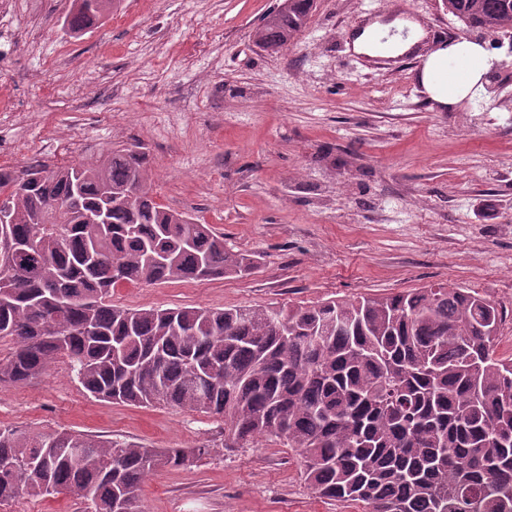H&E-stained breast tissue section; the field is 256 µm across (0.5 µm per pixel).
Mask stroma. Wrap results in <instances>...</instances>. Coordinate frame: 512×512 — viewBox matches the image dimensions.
I'll use <instances>...</instances> for the list:
<instances>
[{"instance_id": "obj_1", "label": "stroma", "mask_w": 512, "mask_h": 512, "mask_svg": "<svg viewBox=\"0 0 512 512\" xmlns=\"http://www.w3.org/2000/svg\"><path fill=\"white\" fill-rule=\"evenodd\" d=\"M278 0H117L74 38L69 0L0 7V167L58 146L79 164L141 143L151 193L256 256L244 277L122 283L128 309L310 305L445 283L503 311L498 353L512 357V36L483 102L445 112L415 81L420 58L459 29L439 0H318L298 38L270 54L251 42ZM426 34L378 62L353 51L375 23ZM0 429H62L149 448L210 445L209 456L147 480L143 512H367L309 488L300 457L273 440L232 451L223 421L86 393L67 363L0 385ZM63 491L0 512H85Z\"/></svg>"}]
</instances>
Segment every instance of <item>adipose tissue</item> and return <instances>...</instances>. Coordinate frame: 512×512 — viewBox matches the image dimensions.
<instances>
[{
  "label": "adipose tissue",
  "instance_id": "obj_1",
  "mask_svg": "<svg viewBox=\"0 0 512 512\" xmlns=\"http://www.w3.org/2000/svg\"><path fill=\"white\" fill-rule=\"evenodd\" d=\"M422 35L421 27L415 23L407 29L397 21L374 23L354 39L353 48L375 56L384 45L390 54L399 55L411 50ZM495 64V56L484 46L460 41L426 55L417 77L430 100L452 109L484 93L485 76Z\"/></svg>",
  "mask_w": 512,
  "mask_h": 512
}]
</instances>
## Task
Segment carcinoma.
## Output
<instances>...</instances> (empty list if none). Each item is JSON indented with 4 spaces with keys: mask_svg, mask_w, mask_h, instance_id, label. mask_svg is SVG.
<instances>
[{
    "mask_svg": "<svg viewBox=\"0 0 512 512\" xmlns=\"http://www.w3.org/2000/svg\"><path fill=\"white\" fill-rule=\"evenodd\" d=\"M466 29L512 30V0H445ZM313 0H279L253 31L290 43ZM112 0H71L81 37ZM140 145L78 165L0 169V209L26 247L0 277V384L68 359L90 395L224 420V447L276 438L301 456L319 496L370 512H512V358L496 355L502 313L464 288L288 307L131 310L119 283L249 273L250 254L157 203ZM138 188L132 199L124 196ZM210 452L145 448L68 430L0 429V504L73 491L91 512H142L161 469Z\"/></svg>",
    "mask_w": 512,
    "mask_h": 512,
    "instance_id": "1",
    "label": "carcinoma"
}]
</instances>
